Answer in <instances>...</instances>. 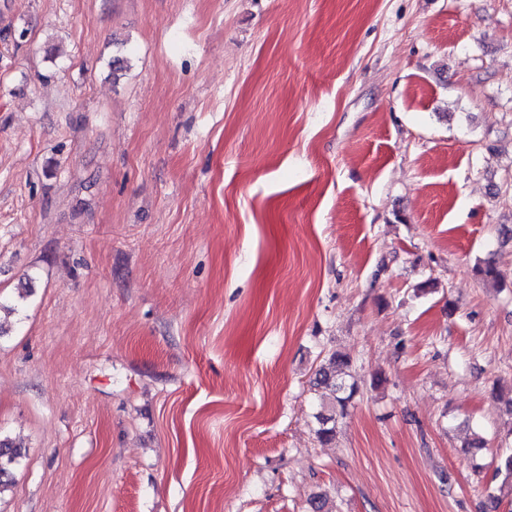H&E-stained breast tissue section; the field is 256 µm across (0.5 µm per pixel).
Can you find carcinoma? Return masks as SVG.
<instances>
[{
	"mask_svg": "<svg viewBox=\"0 0 512 512\" xmlns=\"http://www.w3.org/2000/svg\"><path fill=\"white\" fill-rule=\"evenodd\" d=\"M476 274L489 285L498 284L495 264L488 259L475 268ZM352 360L342 352L332 353L317 370L312 387L317 395L318 410L314 414L315 435L319 442L330 443L336 438L340 420L358 393L357 381L351 375ZM22 457L21 445L10 438H0V494L11 485V470ZM501 478L499 490L512 489V452L501 458L496 468Z\"/></svg>",
	"mask_w": 512,
	"mask_h": 512,
	"instance_id": "cac0c4a2",
	"label": "carcinoma"
}]
</instances>
